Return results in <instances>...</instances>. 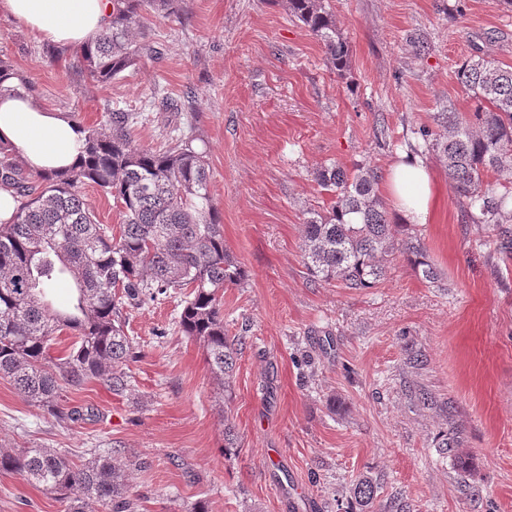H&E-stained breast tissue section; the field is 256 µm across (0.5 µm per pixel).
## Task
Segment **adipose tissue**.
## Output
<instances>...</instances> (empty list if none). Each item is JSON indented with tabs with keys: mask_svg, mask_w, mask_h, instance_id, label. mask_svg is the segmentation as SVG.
Returning <instances> with one entry per match:
<instances>
[{
	"mask_svg": "<svg viewBox=\"0 0 512 512\" xmlns=\"http://www.w3.org/2000/svg\"><path fill=\"white\" fill-rule=\"evenodd\" d=\"M0 13L16 19L44 41L77 48L106 26L112 0H0ZM85 138L78 122L33 97L0 96V143L10 146L31 172L67 173L77 164ZM387 187L404 222L427 223L432 192L422 165L412 159L396 163Z\"/></svg>",
	"mask_w": 512,
	"mask_h": 512,
	"instance_id": "obj_1",
	"label": "adipose tissue"
}]
</instances>
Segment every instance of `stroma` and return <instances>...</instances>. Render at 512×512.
<instances>
[{
	"label": "stroma",
	"instance_id": "1",
	"mask_svg": "<svg viewBox=\"0 0 512 512\" xmlns=\"http://www.w3.org/2000/svg\"><path fill=\"white\" fill-rule=\"evenodd\" d=\"M350 50L337 74L287 0H175L138 26L159 48L106 84L72 48L0 13V56L40 103L86 128L132 115L137 148L193 139L206 153L224 247L244 270L220 291L224 329L244 337L230 387L179 328L182 297L127 310L137 357L128 386L66 389L93 417L60 423L0 378V448H51L80 464L93 448L137 461L139 512H344L360 476L376 504L412 512H512V223L475 224L433 153L424 224H405L441 272L422 280L394 254L375 287L311 280L307 210L330 195L317 169L387 176L433 113L473 102L456 71L488 55L512 67V0H325ZM427 43L428 53L417 50ZM177 101L167 110L163 99ZM237 448L224 457V423ZM468 453L461 471L443 438ZM0 512H66L17 473H0Z\"/></svg>",
	"mask_w": 512,
	"mask_h": 512
}]
</instances>
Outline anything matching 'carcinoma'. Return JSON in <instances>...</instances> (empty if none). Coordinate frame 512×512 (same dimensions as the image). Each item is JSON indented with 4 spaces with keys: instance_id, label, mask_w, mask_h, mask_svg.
Instances as JSON below:
<instances>
[{
    "instance_id": "1",
    "label": "carcinoma",
    "mask_w": 512,
    "mask_h": 512,
    "mask_svg": "<svg viewBox=\"0 0 512 512\" xmlns=\"http://www.w3.org/2000/svg\"><path fill=\"white\" fill-rule=\"evenodd\" d=\"M173 0H112V20L95 40L75 50L81 72L108 82L157 48L145 41L136 20L143 6L169 14ZM288 10L321 41L332 68L349 67V47L323 0H288ZM25 82L6 57L0 58V94L19 93ZM457 79L474 100L469 112L453 104L437 112L441 132L421 131L423 151L439 155L448 182L474 221L512 222V67L481 56L465 60ZM495 182L487 181L488 174ZM318 185L332 197L326 213L307 212L303 262L311 278L345 288H372L388 273L397 250L418 275L439 280L417 238L397 241L377 193L378 171L339 164L317 170ZM84 182L97 185L121 204L119 233L96 221L78 193ZM209 163L192 141L180 139L161 152L132 144L130 115L112 113V126L86 129L82 162L65 176L32 175L15 153L0 145V187L18 202L0 222V377L10 379L27 400L61 421L81 416L61 405L66 388L96 380L112 391L126 388L123 366L135 358L124 332L123 310L139 308L171 290L190 289L179 325L203 343L211 372L230 384L240 339L224 331L218 293L239 285L242 268L224 249L221 212L210 193ZM73 282L70 304L54 306L48 295L60 279ZM64 330L72 341L58 355L51 342ZM121 449L70 463L49 448L0 449V472H17L68 503L67 512H136L129 474L115 458ZM360 506L373 504L369 477L350 489Z\"/></svg>"
}]
</instances>
